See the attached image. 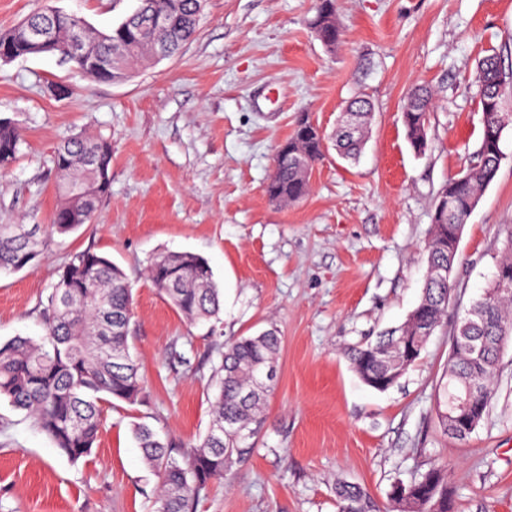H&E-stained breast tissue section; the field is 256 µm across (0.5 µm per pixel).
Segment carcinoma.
<instances>
[{"mask_svg": "<svg viewBox=\"0 0 512 512\" xmlns=\"http://www.w3.org/2000/svg\"><path fill=\"white\" fill-rule=\"evenodd\" d=\"M207 0H145L148 15L166 20V28L149 38L147 15L131 14L112 27V37H100L85 28L95 43V56L114 63V73L123 77L129 66L144 57H154L157 47L165 55L176 53L191 41L204 15ZM45 8L34 9L22 23L0 32L17 55L50 54L63 63H73L100 80L105 76L70 53L71 26L64 18L54 22L56 35L47 49L26 46L25 27L44 21ZM311 28L330 52L342 42L336 0H316ZM475 82L482 114L477 163L450 178L439 194L431 216V233L425 246L428 272L421 298L399 328L349 348L347 357L363 382L373 379V389L385 392L399 379L390 376L392 338L402 337L419 359L429 336L441 327L454 292V277L439 278L434 269L457 262V233L467 223L482 193L495 179L502 158L492 135L512 128V112L504 108L512 95V73L505 72L498 54L479 59ZM351 126L339 123L334 146L346 160L357 159L366 143L372 117L371 103L362 93L348 103ZM435 94L425 84L412 86L403 106L407 140L418 154L428 146L430 113ZM327 137L319 127L301 118L288 137V151H277L266 193L273 202L290 205L309 192L314 165L325 155ZM22 137L9 121H0V171L16 159ZM112 151L104 138L74 136L63 141L54 154L56 189L60 204L52 229L66 235L89 223L110 183L100 181L98 161ZM38 224H0V272H18L40 254L44 241ZM147 280L180 314L192 323L218 316L221 293L208 263L200 256L156 253L148 260ZM132 293L124 271L107 257L88 248L72 255L47 302L42 305L43 335L34 339L15 336L0 342V398L23 410L64 454L77 461L90 454L103 426V405L115 399L139 402L144 393L139 365L130 353L128 338L133 317ZM473 316L465 315L455 329L453 343L463 341L478 356L451 350L447 384L438 398L437 417L445 435L448 426V386L465 391L476 384L483 392L473 394L470 417L480 425L489 413L502 348L512 342V224L507 225L503 254L490 286L475 301ZM281 339L273 332L242 336L219 352L212 382L217 389L211 402V422L194 445L175 450L168 437L145 423L132 424V434L142 450L146 466L159 477L154 512H194L199 498L224 479L234 456L242 454L240 442L251 425L260 422L267 385L259 375L272 368ZM338 512H376L367 491L358 484L340 482L335 488ZM453 491L444 466L432 464L410 482H397L389 492L399 512H452Z\"/></svg>", "mask_w": 512, "mask_h": 512, "instance_id": "cac0c4a2", "label": "carcinoma"}]
</instances>
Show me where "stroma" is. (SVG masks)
I'll use <instances>...</instances> for the list:
<instances>
[{
	"label": "stroma",
	"instance_id": "obj_1",
	"mask_svg": "<svg viewBox=\"0 0 512 512\" xmlns=\"http://www.w3.org/2000/svg\"><path fill=\"white\" fill-rule=\"evenodd\" d=\"M107 30L137 0H50ZM313 0H208L179 53L142 60L119 82L52 55L0 62V118L23 135L0 172V224L50 225L53 155L71 136L112 144L111 186L92 223L48 236L34 263L0 274V342L42 333L39 311L72 253L91 248L127 275L130 350L143 402L104 408L91 454L71 462L24 412L0 399V512H153L158 479L132 423L194 443L210 423L216 342L264 331L283 339L262 423L197 512H337L335 486L360 484L379 506L429 463L448 467L454 512H512V344L489 414L464 441L435 414L457 322L495 272L512 224V129L494 181L464 226L445 325L398 385H365L350 346L399 326L417 305L441 187L476 161L478 59L512 70V0H338L343 42L312 32ZM439 91L425 153L402 123L409 88ZM73 88L58 97L50 85ZM363 92L373 120L357 160L328 149L309 195L266 193L277 146L309 114L333 135ZM207 259L221 290L214 326L189 324L145 276L154 253Z\"/></svg>",
	"mask_w": 512,
	"mask_h": 512
}]
</instances>
